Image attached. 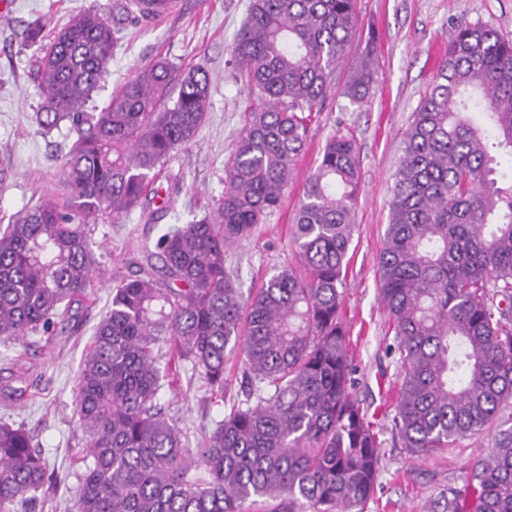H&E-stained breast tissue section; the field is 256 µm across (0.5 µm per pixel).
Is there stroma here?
Here are the masks:
<instances>
[{
	"instance_id": "1",
	"label": "stroma",
	"mask_w": 512,
	"mask_h": 512,
	"mask_svg": "<svg viewBox=\"0 0 512 512\" xmlns=\"http://www.w3.org/2000/svg\"><path fill=\"white\" fill-rule=\"evenodd\" d=\"M0 15V164L13 178L0 185V217L36 202H61L53 154L60 132L43 134L36 114L41 97L34 78L36 48L25 29L42 22L47 30L65 25L81 11L115 20L116 0H5ZM249 0H174L163 17L146 25H122L112 49L109 73L94 96L104 106L126 81L148 63L166 58L184 67L200 64L212 75L210 109L193 145L180 150L159 174L144 208L118 224H97L94 250L102 269L126 270L143 261L146 248L173 224H185L211 211L224 193V163L231 156L253 105L246 90L228 75L226 62L242 26ZM360 24L356 46L377 42L376 84L367 103L351 104L342 87L356 60L348 58L335 74L331 92L310 125L306 148L295 163L284 203L266 223L229 248L225 265L243 291L259 288L274 268L296 264L291 244L294 212L305 181L318 165L326 140L352 132L360 151V175L349 247L347 286L341 319L349 333L354 365L353 396L374 414L385 456L383 471L365 512H427L431 501L451 486H462L476 458L490 447L494 429L464 440L460 447L420 458L395 442L387 410L396 396L397 371L388 347L391 321L379 298L378 258L389 220L388 201L401 155L402 137L424 97L458 20L491 24L512 39V0H357ZM111 298L109 283L97 284L91 299L53 335L33 334L23 344H0V419L22 423L58 480L56 491L36 512H71L78 468L75 455L83 434L72 399L81 359ZM223 397L211 395L191 364H181L162 400L190 441L200 440L223 419L240 396L238 349H227Z\"/></svg>"
}]
</instances>
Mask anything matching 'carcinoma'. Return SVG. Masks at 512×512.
<instances>
[{"label":"carcinoma","mask_w":512,"mask_h":512,"mask_svg":"<svg viewBox=\"0 0 512 512\" xmlns=\"http://www.w3.org/2000/svg\"><path fill=\"white\" fill-rule=\"evenodd\" d=\"M141 0L117 4L138 25ZM356 0H251L227 65L259 101L225 164L211 212L169 227L157 252L112 277L85 353L74 414L85 437L74 512H364L383 442L352 395L340 319L359 181L356 138L336 132L306 181L284 265L243 295L225 250L281 205L337 66L351 53ZM39 47L38 123L66 130L52 156L66 202L41 201L0 228V342L52 334L90 298L99 267L89 225L142 206L156 175L206 120L212 77L165 59L143 67L102 109L90 105L115 30L83 11ZM374 45L345 96L365 103ZM512 41L455 26L403 135L379 254L380 298L400 381L393 430L416 456L457 448L495 423L492 448L430 512H512ZM239 348L245 398L195 449L161 403L172 361L224 394ZM47 464L22 424L0 421V512L47 491Z\"/></svg>","instance_id":"1"}]
</instances>
